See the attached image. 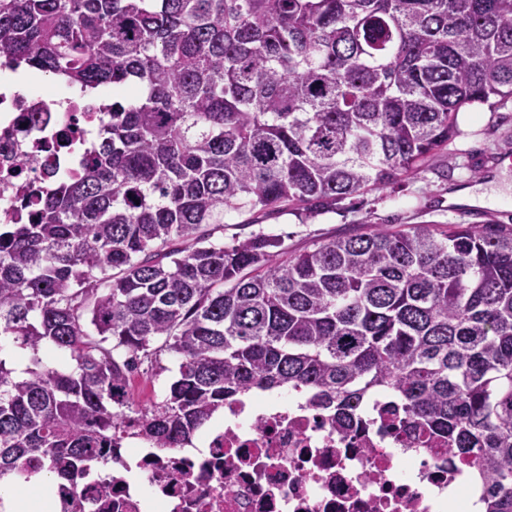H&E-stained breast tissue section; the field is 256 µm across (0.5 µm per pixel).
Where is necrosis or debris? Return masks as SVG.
<instances>
[{
  "label": "necrosis or debris",
  "instance_id": "4bbe7bcc",
  "mask_svg": "<svg viewBox=\"0 0 512 512\" xmlns=\"http://www.w3.org/2000/svg\"><path fill=\"white\" fill-rule=\"evenodd\" d=\"M99 120L93 101L0 85L1 224L76 168ZM390 410L376 397L364 425L342 429L300 391L240 400L206 429L205 452L124 437L110 478L78 467L52 484L48 512H483L469 467L386 423Z\"/></svg>",
  "mask_w": 512,
  "mask_h": 512
}]
</instances>
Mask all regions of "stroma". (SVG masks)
<instances>
[{
	"label": "stroma",
	"instance_id": "35a3bbf8",
	"mask_svg": "<svg viewBox=\"0 0 512 512\" xmlns=\"http://www.w3.org/2000/svg\"><path fill=\"white\" fill-rule=\"evenodd\" d=\"M470 120H458L447 146L436 161L421 166L398 184L373 190L337 204L336 208L307 219L300 211L282 206L273 211L231 214L214 241L233 245L264 233L281 239L282 252L293 254L337 236L367 227L401 228L409 224H482L493 220L512 224V169L492 173L500 154L512 155V101L489 106L470 105ZM498 189L489 207L448 209L449 191L487 185ZM178 362L168 353L158 356L148 373L130 382L133 400L159 402L177 375Z\"/></svg>",
	"mask_w": 512,
	"mask_h": 512
}]
</instances>
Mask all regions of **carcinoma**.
<instances>
[{
  "label": "carcinoma",
  "mask_w": 512,
  "mask_h": 512,
  "mask_svg": "<svg viewBox=\"0 0 512 512\" xmlns=\"http://www.w3.org/2000/svg\"><path fill=\"white\" fill-rule=\"evenodd\" d=\"M1 68L102 100L80 167L0 225V479L106 464L129 422L189 443L255 391L353 424L391 395L512 512V225L282 242L200 233L309 214L433 162L461 108L512 100V0H0ZM50 348L53 358L41 356ZM168 352L165 400L129 381Z\"/></svg>",
  "instance_id": "carcinoma-1"
}]
</instances>
